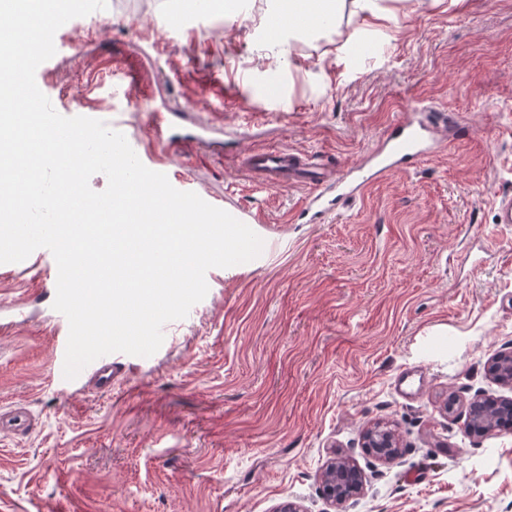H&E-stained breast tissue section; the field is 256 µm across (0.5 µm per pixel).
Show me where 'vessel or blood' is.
<instances>
[{
  "label": "vessel or blood",
  "mask_w": 512,
  "mask_h": 512,
  "mask_svg": "<svg viewBox=\"0 0 512 512\" xmlns=\"http://www.w3.org/2000/svg\"><path fill=\"white\" fill-rule=\"evenodd\" d=\"M172 118V113L152 107V125L164 134L157 147L169 148L179 141V134L172 130ZM453 123L452 115L440 112L426 122L410 116L399 120L386 130L381 146L369 159L347 173L331 174L324 156H306L285 148L252 152L243 157L242 165L262 186H309L311 193L298 218L305 224H319L389 174L413 168L424 156L445 150L448 138L443 131ZM114 375L108 355L95 360L90 369V381L101 391L111 390Z\"/></svg>",
  "instance_id": "b4317fda"
}]
</instances>
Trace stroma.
<instances>
[{
    "label": "stroma",
    "mask_w": 512,
    "mask_h": 512,
    "mask_svg": "<svg viewBox=\"0 0 512 512\" xmlns=\"http://www.w3.org/2000/svg\"><path fill=\"white\" fill-rule=\"evenodd\" d=\"M399 27L291 44L274 0L242 15L199 0H108L72 19L41 78L60 113L110 115L113 62L136 83L121 114L154 149L149 97L217 127L161 157L184 185L259 212L254 260L212 269L206 297L149 357L113 353L108 392L68 383L57 363L54 257L0 264V300L23 315L0 333V408L31 423L0 434V512H329L333 455L367 480L345 512H512V431L467 434L475 393L512 397L486 372L512 350V0H378ZM454 114L446 151L373 184L322 224H300L302 185L255 188L242 158L285 147L357 164L417 104ZM421 368L419 397L395 379ZM459 401L443 406L450 395ZM395 425L391 463L363 446Z\"/></svg>",
    "instance_id": "stroma-1"
}]
</instances>
